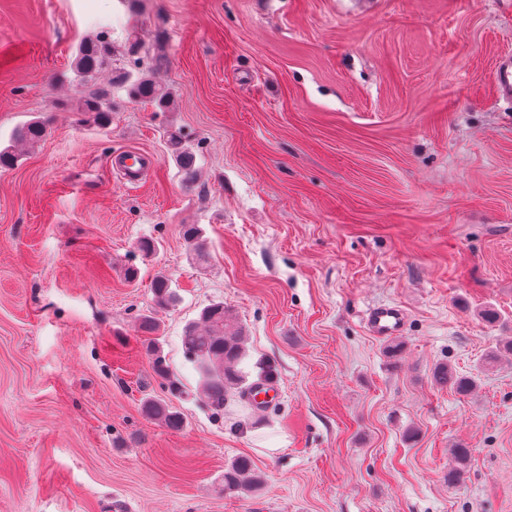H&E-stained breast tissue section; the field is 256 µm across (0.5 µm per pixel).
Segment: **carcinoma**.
Returning a JSON list of instances; mask_svg holds the SVG:
<instances>
[{
  "label": "carcinoma",
  "instance_id": "obj_1",
  "mask_svg": "<svg viewBox=\"0 0 512 512\" xmlns=\"http://www.w3.org/2000/svg\"><path fill=\"white\" fill-rule=\"evenodd\" d=\"M112 63V45L101 38L83 40L77 47L71 70L79 87L76 111L87 115V121L100 128L112 124L111 90L98 86V75ZM110 84L125 89L132 100L151 103L156 110L167 112L174 104V94L165 84L151 75V70H140L132 75L127 72L113 74ZM48 132L45 120H30L16 132V137L34 146ZM167 141L175 160L187 183L195 181L197 167L192 151L181 146L180 136L175 131L167 132ZM183 237L188 246L200 257L204 256V239L195 224L183 228ZM155 305L166 309L176 304L178 295L171 288L168 278L158 276L152 284ZM242 326L233 321L224 303L216 302L205 307L200 321L191 322L184 328L181 342L188 361L199 376L200 397L218 416L224 414V404L231 397L247 390V372L241 367L246 356ZM145 354L151 359L155 372L161 376L172 393L179 391V384L172 379L163 356L162 346L156 338H147L142 343ZM432 379L439 386H446L458 395H468L477 387L473 377L459 374L447 363L435 366ZM146 415L162 422L166 427L179 430L183 419L176 408L162 398H147L143 402ZM471 457V449L459 443L453 448L454 463L448 468V484H456ZM262 482L260 474L247 456L236 458L224 469V491L248 494Z\"/></svg>",
  "mask_w": 512,
  "mask_h": 512
}]
</instances>
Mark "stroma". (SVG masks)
<instances>
[{
  "instance_id": "obj_1",
  "label": "stroma",
  "mask_w": 512,
  "mask_h": 512,
  "mask_svg": "<svg viewBox=\"0 0 512 512\" xmlns=\"http://www.w3.org/2000/svg\"><path fill=\"white\" fill-rule=\"evenodd\" d=\"M97 35L118 70L162 57L174 110L111 87V126L85 122L71 62ZM507 51L512 0H0V149L19 155L0 168V512H512V358L486 362L512 336ZM35 118L48 137L15 142ZM127 149L153 159L134 190ZM159 275L179 296L162 311ZM219 301L249 382L276 375L262 410L198 396L181 335ZM378 304L406 313L398 359L367 329ZM151 313L177 431L142 410L167 394ZM442 362L476 390L436 387ZM240 456L265 479L250 496L224 490ZM494 78L499 96L512 100V55L510 52L500 55L497 59ZM167 141L172 148L176 162L181 168L184 181L186 183H193L197 176L193 152L181 146L180 136L176 131H167ZM142 346L145 354L151 359L155 372L167 382L168 390L171 393L178 392L179 384L172 379L169 373L158 338H147L143 341Z\"/></svg>"
}]
</instances>
